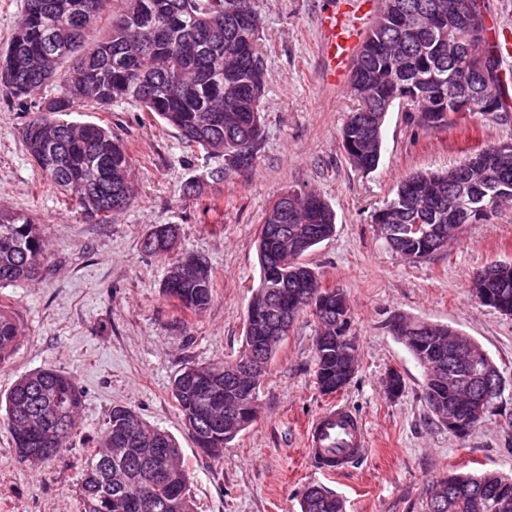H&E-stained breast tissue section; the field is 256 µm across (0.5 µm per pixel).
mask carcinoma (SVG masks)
Returning <instances> with one entry per match:
<instances>
[{"label": "carcinoma", "mask_w": 512, "mask_h": 512, "mask_svg": "<svg viewBox=\"0 0 512 512\" xmlns=\"http://www.w3.org/2000/svg\"><path fill=\"white\" fill-rule=\"evenodd\" d=\"M112 12L109 34L85 43L88 29L102 13ZM262 18L255 0H25L23 16L8 45L0 50V89L20 102L49 82L57 94L38 105L23 125L21 138L42 175L75 202L84 220L102 224L112 217L114 193L133 200L129 158L112 130L94 123L62 119L78 107L106 110L131 100L175 129L189 147L224 156L240 151L233 170L250 171L261 138L260 112L265 68L258 53ZM479 37L467 50L463 30L448 21V0H382L351 67L349 89L357 102L343 129L360 155L348 156L360 171L377 169L382 154V109L402 105L421 114L440 112L438 125L448 120V76L465 80L476 97L503 101L500 80L488 82L473 66L481 54ZM486 163L458 176V167L444 172H415L403 178L393 198L374 213L373 223L399 227L398 236L383 237L386 245L408 260L418 261L437 252L412 230L416 224L442 228L458 223L456 200L461 186L492 185L499 191L487 200L493 213L512 201V143L482 149ZM288 238L305 242L303 251L330 238L336 215L321 196L310 193L289 202ZM172 238L166 224L155 226L141 243L147 253L166 257ZM260 279L251 303L260 307L269 288L284 293L288 313L299 317L312 309L303 300L295 279L315 272L299 262L275 236L257 238ZM47 249L41 229L30 216L0 210V285L32 279ZM179 258L170 263L162 290L184 310L198 311L213 295V275L204 265L199 278L188 276ZM488 306L512 315V270L494 264L481 269ZM346 295L338 288L329 298V310L316 314L320 332L315 344V379L324 395L346 387L356 361L338 342L348 326ZM273 316L247 315L240 355L257 351L270 366L278 342H268ZM407 349L424 368V398L435 416L450 410L461 418L483 414L499 396L484 399L486 385L498 369L470 337L439 325L429 332L421 321L407 320ZM21 327L12 313L0 309V363L14 352ZM206 393H198L175 377L172 384L186 426L197 448L218 458L224 444L254 419L256 398L233 384L225 367H204ZM453 382H448V372ZM76 381L51 368L16 379L0 419L9 427L17 453L26 448L46 452L50 460L63 452L82 404ZM112 448L127 455L156 461L162 453L168 466L162 481L148 487L144 498L126 497L120 486L141 480L142 470L122 461L112 465L103 457ZM190 474L180 463V448L167 432L150 427L134 413L117 407L107 422L104 448L88 455L79 487L84 512H195L189 493ZM301 512H344L343 502L316 486L303 495ZM428 512H512V479L491 473L450 474L437 479Z\"/></svg>", "instance_id": "cac0c4a2"}]
</instances>
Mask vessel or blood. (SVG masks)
<instances>
[{
    "label": "vessel or blood",
    "mask_w": 512,
    "mask_h": 512,
    "mask_svg": "<svg viewBox=\"0 0 512 512\" xmlns=\"http://www.w3.org/2000/svg\"><path fill=\"white\" fill-rule=\"evenodd\" d=\"M321 53L326 58L325 81L335 85L347 65L356 27L349 16L332 12L322 17ZM306 453L317 471L339 474L358 463L367 451L366 429L361 419L343 404L328 406L308 424Z\"/></svg>",
    "instance_id": "b4317fda"
}]
</instances>
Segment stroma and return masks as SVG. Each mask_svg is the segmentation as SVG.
I'll return each instance as SVG.
<instances>
[{"mask_svg":"<svg viewBox=\"0 0 512 512\" xmlns=\"http://www.w3.org/2000/svg\"><path fill=\"white\" fill-rule=\"evenodd\" d=\"M379 6L380 0H256L266 84L263 134L249 172H225L223 156L186 147L133 101L71 113L70 121L112 128L130 157L133 201L106 224L85 222L43 178L20 136L28 105L0 95V210L29 214L48 242L37 279L0 287V306L22 330L0 364V397L41 368L71 376L83 391L67 451L41 465L19 458L0 422V512H82L76 490L83 460L101 447L116 406L176 439L196 512H301L312 485L335 493L345 512H426L433 481L449 471L512 477V316L478 303L470 288L477 270L512 264V203L416 262L391 251L372 222L406 175L443 171L485 146L512 143V109L490 119L452 115L447 125L430 128L417 113L393 108L378 168L355 169L341 131L356 103L347 83L332 87L321 78L319 24L335 8L349 12L364 33ZM192 179L204 184L196 198L183 193ZM289 190L317 193L336 212L333 236L302 260L324 285L347 295L357 368L342 391L321 394L314 376L319 326L301 314L260 387L255 420L214 459L197 449L171 385L184 368L237 359L260 281L256 239L267 209ZM157 224L176 228V255L208 261L214 288L206 308L184 311L163 294L168 261L141 248ZM399 316L470 336L505 378L501 398L468 436L449 433L433 416L422 367L389 329ZM393 371L405 385L394 398L386 388ZM338 402L363 419L369 454L326 477L311 464L302 430Z\"/></svg>","mask_w":512,"mask_h":512,"instance_id":"obj_1","label":"stroma"}]
</instances>
